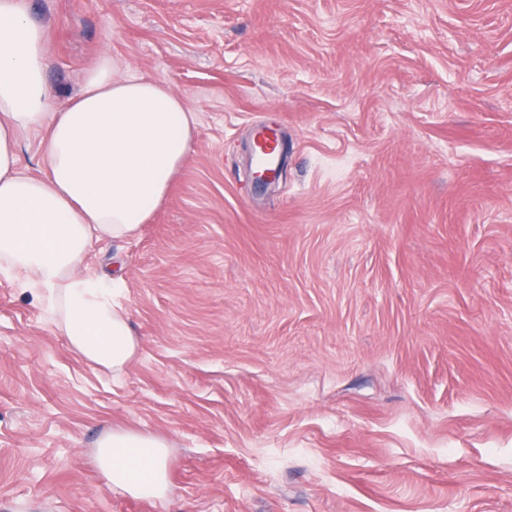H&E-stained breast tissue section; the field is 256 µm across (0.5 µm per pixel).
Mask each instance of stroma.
<instances>
[{
  "label": "stroma",
  "instance_id": "stroma-1",
  "mask_svg": "<svg viewBox=\"0 0 512 512\" xmlns=\"http://www.w3.org/2000/svg\"><path fill=\"white\" fill-rule=\"evenodd\" d=\"M20 3L57 104L106 52L195 127L85 258L123 284V373L0 275V512H512V0ZM107 428L167 441L168 499L103 488Z\"/></svg>",
  "mask_w": 512,
  "mask_h": 512
}]
</instances>
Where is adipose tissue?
I'll use <instances>...</instances> for the list:
<instances>
[{"instance_id":"obj_1","label":"adipose tissue","mask_w":512,"mask_h":512,"mask_svg":"<svg viewBox=\"0 0 512 512\" xmlns=\"http://www.w3.org/2000/svg\"><path fill=\"white\" fill-rule=\"evenodd\" d=\"M45 31L19 0H0V273L39 298L71 350L118 374L139 342L119 300L120 279L87 271L92 241L126 240L166 197L193 136L194 114L171 88L114 76L102 53L78 93L53 107ZM38 133L43 175L19 161ZM168 443L106 430L94 463L113 493L169 497Z\"/></svg>"}]
</instances>
